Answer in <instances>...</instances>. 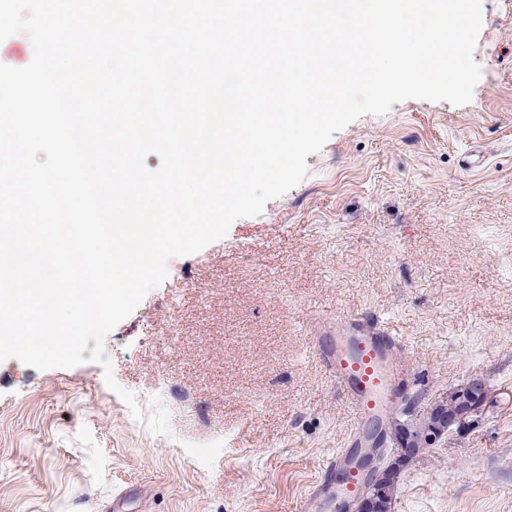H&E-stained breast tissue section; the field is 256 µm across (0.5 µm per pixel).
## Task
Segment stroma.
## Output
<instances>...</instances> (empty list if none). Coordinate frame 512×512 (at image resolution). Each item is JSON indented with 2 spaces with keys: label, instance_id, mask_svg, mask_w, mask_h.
Returning a JSON list of instances; mask_svg holds the SVG:
<instances>
[{
  "label": "stroma",
  "instance_id": "stroma-1",
  "mask_svg": "<svg viewBox=\"0 0 512 512\" xmlns=\"http://www.w3.org/2000/svg\"><path fill=\"white\" fill-rule=\"evenodd\" d=\"M470 103L410 99L309 155L103 340L102 367L0 362V512H295L352 413L307 322L377 315L410 344L398 419L484 380L480 413L402 474L392 512H512V0H482Z\"/></svg>",
  "mask_w": 512,
  "mask_h": 512
}]
</instances>
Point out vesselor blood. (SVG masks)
<instances>
[{
    "instance_id": "b4317fda",
    "label": "vessel or blood",
    "mask_w": 512,
    "mask_h": 512,
    "mask_svg": "<svg viewBox=\"0 0 512 512\" xmlns=\"http://www.w3.org/2000/svg\"><path fill=\"white\" fill-rule=\"evenodd\" d=\"M315 356L353 414L343 448L323 465L324 476L300 500L298 512H352L364 490L361 452L378 446L411 378L408 346L378 317L350 312L311 329Z\"/></svg>"
}]
</instances>
